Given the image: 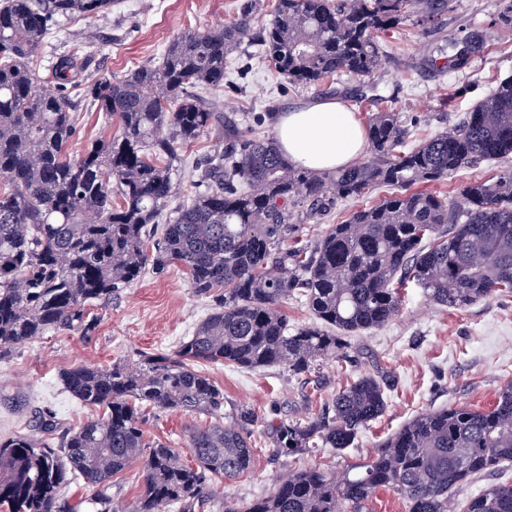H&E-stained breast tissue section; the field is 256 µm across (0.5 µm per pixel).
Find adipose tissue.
<instances>
[{"instance_id": "obj_1", "label": "adipose tissue", "mask_w": 512, "mask_h": 512, "mask_svg": "<svg viewBox=\"0 0 512 512\" xmlns=\"http://www.w3.org/2000/svg\"><path fill=\"white\" fill-rule=\"evenodd\" d=\"M275 128L282 157L316 173L352 164L365 147L364 132L354 113L336 100L317 99L279 114Z\"/></svg>"}]
</instances>
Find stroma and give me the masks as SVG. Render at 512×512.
<instances>
[{"instance_id":"obj_1","label":"stroma","mask_w":512,"mask_h":512,"mask_svg":"<svg viewBox=\"0 0 512 512\" xmlns=\"http://www.w3.org/2000/svg\"><path fill=\"white\" fill-rule=\"evenodd\" d=\"M243 0H119L111 17L65 21L34 56L32 67L47 77L57 57L78 53L87 68L84 84L98 76L125 75L153 63L173 38L232 21ZM503 0H454V8L435 26L406 22L379 38L380 65L367 78H339L333 89L288 83L271 69L259 41L246 40L224 65V88L215 97L247 137L275 134L278 114L315 98L340 100L360 124L373 113L400 112L416 145L459 123L503 79L512 78V29L503 25ZM482 35L484 43L466 70H439L430 63L462 29ZM382 186L362 201L337 199L326 212L300 215L288 239L291 248L313 245L331 225L347 220L357 205L372 206L391 195ZM212 299L196 295L179 268L146 274L113 295L96 312L92 330L48 332L0 359V437L32 432L35 410H49L71 428L94 415L64 388L60 374L80 364L105 366L137 360L140 353H170L191 336L211 312ZM205 372L224 393V413L249 409L254 461L249 474L225 485L209 512H224L225 499L245 507L269 494L276 479L293 469L316 465L336 472L349 462L369 458L376 448L418 412L444 405L485 410L500 388L512 380V296L478 301L454 310L427 301L408 287L399 315L389 324L354 333L336 358L320 370L295 375L280 367L243 370L209 363ZM385 373L394 385L382 416L363 428L354 447L330 448L312 455L278 456L273 452L276 426L305 421L327 404L336 390L363 374ZM205 415L180 410L150 411L148 438L175 444L182 461L191 462L189 433L204 425Z\"/></svg>"}]
</instances>
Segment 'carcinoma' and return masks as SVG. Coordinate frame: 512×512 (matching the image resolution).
I'll return each mask as SVG.
<instances>
[{"instance_id": "1", "label": "carcinoma", "mask_w": 512, "mask_h": 512, "mask_svg": "<svg viewBox=\"0 0 512 512\" xmlns=\"http://www.w3.org/2000/svg\"><path fill=\"white\" fill-rule=\"evenodd\" d=\"M260 0L230 24L186 32L161 61L86 88L90 105L117 126L74 155L77 115L69 95L84 61L57 58L45 89L35 54L67 19L110 14L117 0H0V357L51 330L87 329L89 308L140 279L182 268L198 294L218 291L215 310L170 355L143 353L110 366L61 374L73 397L105 412L60 433L48 413L39 437L0 439V512H78L64 489L83 479L89 503L110 512L112 477L137 461L140 492L129 512H205L219 485L251 470L253 415L224 424V393L198 364L306 374L336 357L344 336L381 327L400 311L399 287L413 283L442 307L464 309L512 296V167L472 181L452 203L427 189L482 160H512V78L461 122L404 149L400 113H375L366 136L374 159L313 173L288 164L272 138H247L200 88L224 86V61L253 36ZM451 0H275L260 34L267 59L289 82L320 87L339 75L365 78L380 63L374 34L415 17L436 24ZM471 34L452 44L451 69L482 47ZM212 133L222 143L196 191L167 219L179 147ZM379 185L416 191L360 208L311 249H287L298 209L322 211ZM306 298L314 322L288 330L282 306ZM386 379L365 374L342 387L332 413L282 422L274 451H341L387 407ZM207 414L190 433L193 463L149 440L148 409ZM512 463V382L484 411L451 405L416 415L364 462L341 474L290 470L244 512H350L382 489L409 512H512V484L495 483L461 502L476 476Z\"/></svg>"}]
</instances>
